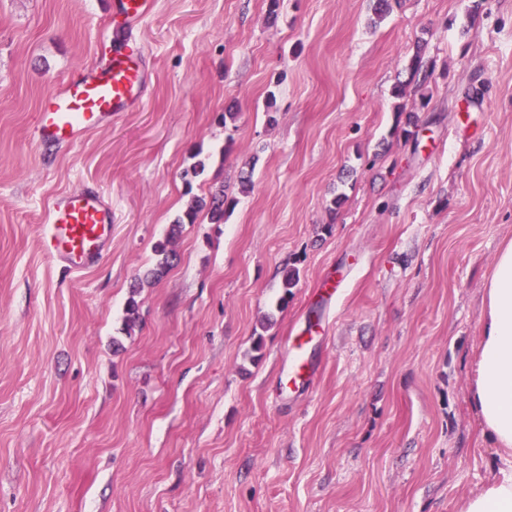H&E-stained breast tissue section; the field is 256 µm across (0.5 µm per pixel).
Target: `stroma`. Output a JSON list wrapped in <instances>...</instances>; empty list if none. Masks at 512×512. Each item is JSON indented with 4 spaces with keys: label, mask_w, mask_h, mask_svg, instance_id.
<instances>
[{
    "label": "stroma",
    "mask_w": 512,
    "mask_h": 512,
    "mask_svg": "<svg viewBox=\"0 0 512 512\" xmlns=\"http://www.w3.org/2000/svg\"><path fill=\"white\" fill-rule=\"evenodd\" d=\"M131 39L139 106L39 146L41 99ZM84 187L112 245L70 271L41 236ZM219 188L223 223L133 292ZM511 238L512 0H155L132 30L110 0H0V512H459L498 461L467 391ZM329 270L313 382L276 400ZM228 202V197L224 194V190H218L212 193L208 199L194 197L190 202L183 217L179 218L171 224L165 241H160L155 246V252L162 255V260L157 264L156 268L149 273L151 279L159 280L168 271L171 262L175 258L173 250H168L167 245L178 235L183 224H193L196 222L199 213L206 211L211 223L220 224L224 220V205Z\"/></svg>",
    "instance_id": "stroma-1"
}]
</instances>
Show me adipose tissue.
Instances as JSON below:
<instances>
[{
    "instance_id": "obj_1",
    "label": "adipose tissue",
    "mask_w": 512,
    "mask_h": 512,
    "mask_svg": "<svg viewBox=\"0 0 512 512\" xmlns=\"http://www.w3.org/2000/svg\"><path fill=\"white\" fill-rule=\"evenodd\" d=\"M468 400L501 465L492 481L463 499L460 512H512V239L501 244L485 286Z\"/></svg>"
}]
</instances>
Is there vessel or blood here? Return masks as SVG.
Instances as JSON below:
<instances>
[{"instance_id": "b4317fda", "label": "vessel or blood", "mask_w": 512, "mask_h": 512, "mask_svg": "<svg viewBox=\"0 0 512 512\" xmlns=\"http://www.w3.org/2000/svg\"><path fill=\"white\" fill-rule=\"evenodd\" d=\"M154 0H112V13L128 26L143 22ZM144 51L139 43L116 50L107 68H76L59 87L44 96L37 114V138L43 144H77L90 130L116 113L135 108L146 85ZM112 240V205L98 192L81 189L57 198L48 209L42 233L44 251L76 270L94 266ZM287 339L279 387L288 392L308 385L312 365L307 346L315 334Z\"/></svg>"}]
</instances>
